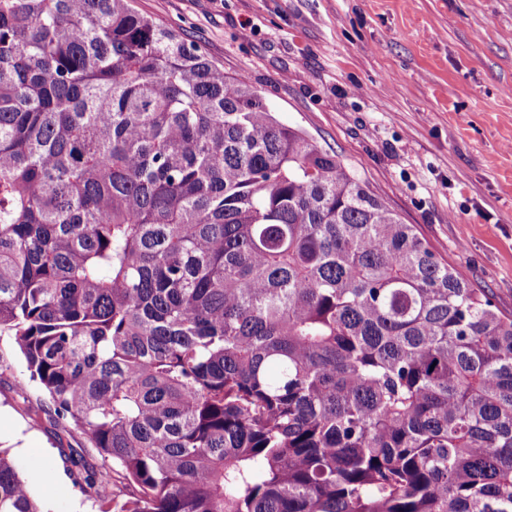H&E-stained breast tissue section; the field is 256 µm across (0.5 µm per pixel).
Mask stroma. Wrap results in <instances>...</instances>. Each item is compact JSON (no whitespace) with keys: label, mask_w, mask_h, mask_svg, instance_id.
Wrapping results in <instances>:
<instances>
[{"label":"stroma","mask_w":512,"mask_h":512,"mask_svg":"<svg viewBox=\"0 0 512 512\" xmlns=\"http://www.w3.org/2000/svg\"><path fill=\"white\" fill-rule=\"evenodd\" d=\"M246 76L284 124L336 153L471 287L512 313V0H135ZM0 448L52 484L49 512H98L0 331Z\"/></svg>","instance_id":"35a3bbf8"}]
</instances>
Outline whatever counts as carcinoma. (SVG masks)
<instances>
[{
    "instance_id": "carcinoma-1",
    "label": "carcinoma",
    "mask_w": 512,
    "mask_h": 512,
    "mask_svg": "<svg viewBox=\"0 0 512 512\" xmlns=\"http://www.w3.org/2000/svg\"><path fill=\"white\" fill-rule=\"evenodd\" d=\"M1 327L100 512H512V314L134 0H0Z\"/></svg>"
}]
</instances>
